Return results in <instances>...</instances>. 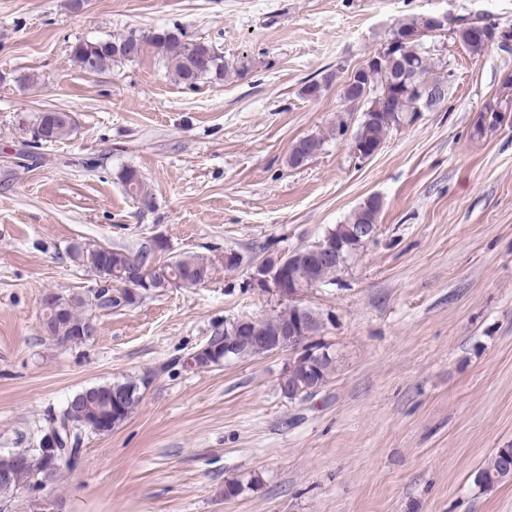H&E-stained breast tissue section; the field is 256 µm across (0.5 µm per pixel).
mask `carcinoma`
<instances>
[{"instance_id": "cac0c4a2", "label": "carcinoma", "mask_w": 512, "mask_h": 512, "mask_svg": "<svg viewBox=\"0 0 512 512\" xmlns=\"http://www.w3.org/2000/svg\"><path fill=\"white\" fill-rule=\"evenodd\" d=\"M424 15L418 14L399 19L392 26L388 38L397 33L410 36L401 46V50L393 59L382 60L385 71L374 70L370 73L363 71L355 76V83L363 91L362 101L366 103L363 118L360 121L354 137L364 146L376 148L384 143L386 136L392 129L407 124L413 120L418 110H429L444 100L449 79L447 77L429 76L432 71L431 50L426 45V38H416L414 34L423 24ZM474 19L470 17H457L452 20L450 32L453 40L460 43L470 53L479 55L495 41L475 39L472 37ZM161 56L164 65L172 71L177 81L185 87L194 88L204 79L220 80L228 66L224 64V57L215 48L201 41L188 39L183 30L179 28L156 29L152 32L129 31L117 38L106 40H77L70 46L72 60L85 72L90 74L102 73L112 67L125 62H133L144 57L149 52ZM420 71L425 81L430 84L434 97L429 101L418 99L411 90L410 76L414 71ZM506 108L499 101L489 102L478 113L470 132V139L480 140L505 119ZM75 126V119H57L54 111L40 112L32 124V135L38 137L35 145L59 142L71 135ZM323 147V140L316 136H306L296 141L288 157L292 167H298L308 160L313 152ZM121 180L127 193L139 195L143 193L140 174L133 168L124 170ZM382 208V200L375 197L360 204L346 218L345 222L336 225L334 229L319 239V247L327 244L339 246L346 244L349 256H355L362 245L351 240L352 229L357 224H370L378 222V215ZM156 250L144 247L133 253L123 248L94 246L86 247L80 244L72 246L71 255L79 264L88 267L92 272L103 271L108 275L119 270H126L131 262L141 259L145 262L151 260ZM218 272L215 263L210 259L191 253H184L170 257L157 264L152 273L155 285L152 288H140L134 292L128 288L122 289V295L99 305L101 309L131 306L139 302L151 290L163 288V284L170 280H183L191 278L195 284H204L211 280ZM342 271L336 267L318 262L313 256L302 253L296 256L288 265L287 278L291 283L309 286V282L317 280L319 283L334 284L339 280ZM56 313H43L47 320L42 322L46 335L60 343H86L87 339L76 335L79 327L88 319L82 308L86 304L83 297H58L55 299ZM329 315L301 304L299 300H290L288 305L275 311L261 320L251 322L252 335L265 336L269 339L278 338L286 328H295L298 335L311 340L321 335L325 330ZM239 330L226 326L224 330L217 331L208 341V349L196 358L200 369L218 366L225 362L224 347L233 346L237 349L235 358L244 359L263 355L268 349L262 345L240 343ZM319 347L327 350V355L319 362L310 360H288V371L285 372V384L303 396L315 386L326 385L336 370V355L330 351V346L317 341ZM148 376L140 381L132 379L113 381L92 388L99 396L96 404L86 405L83 401L71 396L64 406L55 412L46 415L44 433H54L70 425L74 428L72 433L73 446H79L82 432L87 430L85 423L98 414L109 412L112 402L108 396L115 392L130 391L133 396L127 398L122 407L112 411V419L105 431L124 422L134 408L138 405L141 394L140 386L146 385ZM18 451L0 454V477L6 475L9 480L0 482V501H12L15 493L22 489L34 487L37 478L41 477L43 458L37 454L30 456L27 468L18 470L14 467V460ZM512 457V446L498 448L481 464L473 476L476 486L490 489L502 482L512 480V470L504 467V461Z\"/></svg>"}]
</instances>
